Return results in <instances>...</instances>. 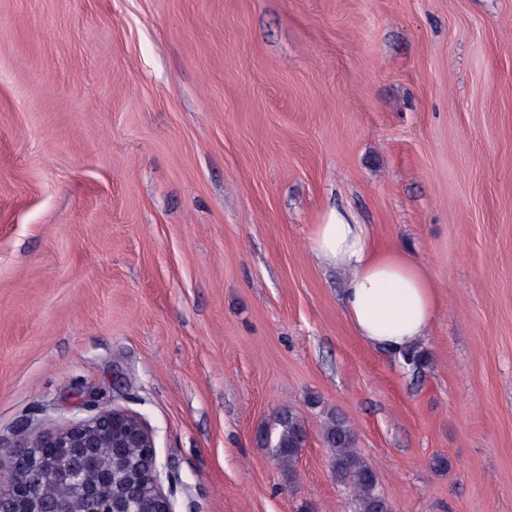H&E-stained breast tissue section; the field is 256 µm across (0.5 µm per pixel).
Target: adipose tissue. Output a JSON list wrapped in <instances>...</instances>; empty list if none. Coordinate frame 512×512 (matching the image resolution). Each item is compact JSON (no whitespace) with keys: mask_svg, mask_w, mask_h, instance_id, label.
Masks as SVG:
<instances>
[{"mask_svg":"<svg viewBox=\"0 0 512 512\" xmlns=\"http://www.w3.org/2000/svg\"><path fill=\"white\" fill-rule=\"evenodd\" d=\"M310 248L319 260L346 272L340 302L366 344L398 352L426 338L439 303L420 263L398 249L379 247L369 225L336 208L314 225Z\"/></svg>","mask_w":512,"mask_h":512,"instance_id":"ef3b65f1","label":"adipose tissue"}]
</instances>
